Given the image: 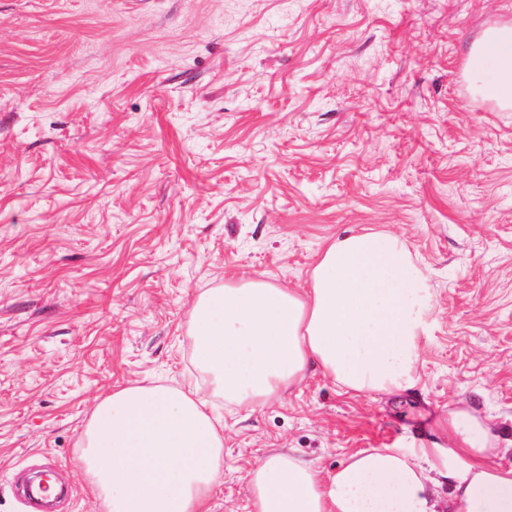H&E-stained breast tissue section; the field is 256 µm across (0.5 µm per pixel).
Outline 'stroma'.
<instances>
[{
	"instance_id": "1",
	"label": "stroma",
	"mask_w": 512,
	"mask_h": 512,
	"mask_svg": "<svg viewBox=\"0 0 512 512\" xmlns=\"http://www.w3.org/2000/svg\"><path fill=\"white\" fill-rule=\"evenodd\" d=\"M512 0H0V512L52 469L63 512H104L76 464L97 398L199 393L224 418L210 512H251L256 461L331 473L415 448L464 401L512 439V108L470 49ZM398 234L437 313L404 395L319 373L225 406L194 359L199 296L306 287L346 229Z\"/></svg>"
}]
</instances>
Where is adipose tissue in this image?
I'll use <instances>...</instances> for the list:
<instances>
[{"instance_id": "ef3b65f1", "label": "adipose tissue", "mask_w": 512, "mask_h": 512, "mask_svg": "<svg viewBox=\"0 0 512 512\" xmlns=\"http://www.w3.org/2000/svg\"><path fill=\"white\" fill-rule=\"evenodd\" d=\"M479 90L512 106V20L487 27L471 48ZM425 269L399 235L351 230L329 241L308 288L240 278L197 300L194 357L235 405L282 397L310 369L342 390L398 396L413 382L435 321ZM447 447L367 448L329 478L276 452L249 478L253 512H438L433 488L447 477L449 512H512V468L487 467L502 437L480 415L449 409L435 423ZM224 427L187 389L130 385L96 405L79 463L108 512H209L224 462Z\"/></svg>"}]
</instances>
